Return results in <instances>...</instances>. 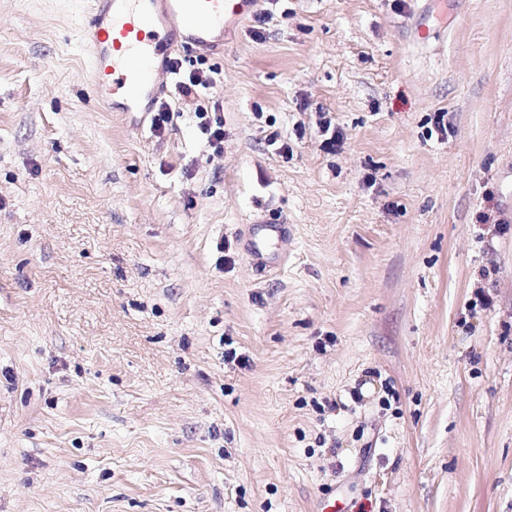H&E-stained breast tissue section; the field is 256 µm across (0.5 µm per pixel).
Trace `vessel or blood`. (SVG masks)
Wrapping results in <instances>:
<instances>
[{
  "label": "vessel or blood",
  "instance_id": "vessel-or-blood-1",
  "mask_svg": "<svg viewBox=\"0 0 512 512\" xmlns=\"http://www.w3.org/2000/svg\"><path fill=\"white\" fill-rule=\"evenodd\" d=\"M254 0H93L83 39L93 45L91 78L105 111L149 108L172 47H208L248 14Z\"/></svg>",
  "mask_w": 512,
  "mask_h": 512
}]
</instances>
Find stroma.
I'll list each match as a JSON object with an SVG mask.
<instances>
[{"label":"stroma","mask_w":512,"mask_h":512,"mask_svg":"<svg viewBox=\"0 0 512 512\" xmlns=\"http://www.w3.org/2000/svg\"><path fill=\"white\" fill-rule=\"evenodd\" d=\"M89 2L0 0V512H512V0H255L161 133ZM213 111L208 112L207 108L198 105L195 110L196 117L200 120L199 128L201 133L205 135L206 142L209 146L214 148H220L219 145L224 139V122L220 115V105L218 102H214Z\"/></svg>","instance_id":"1"}]
</instances>
